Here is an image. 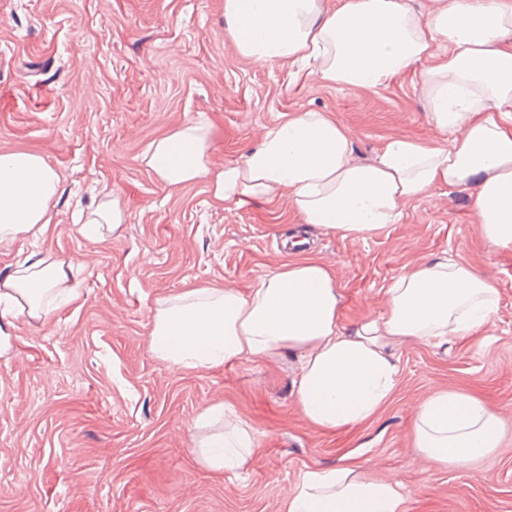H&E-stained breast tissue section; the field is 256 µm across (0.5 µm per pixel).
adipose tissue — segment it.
I'll use <instances>...</instances> for the list:
<instances>
[{"mask_svg":"<svg viewBox=\"0 0 512 512\" xmlns=\"http://www.w3.org/2000/svg\"><path fill=\"white\" fill-rule=\"evenodd\" d=\"M224 32L244 57L291 60L299 73L343 88H386L422 65L429 121L444 142L389 140L373 162L353 158L349 131L317 111L267 129L258 145L216 167L208 123L190 120L154 140L141 162L164 187L205 180L215 202L287 198L303 223L361 237L398 223L405 205L441 186L471 192L491 243L512 245V0H443L418 15L408 0H224ZM61 179L40 154H0V243L38 237ZM82 234L103 239L125 220L110 187L80 215ZM64 261L46 254L0 278V316L43 320L79 290ZM329 266L305 254L261 277L248 293L192 286L153 314L151 351L186 370L257 360L288 349L299 356L294 382L303 415L333 429L373 418L393 398V348L415 339L439 345L488 323L499 291L468 263L442 259L395 278L383 312L345 328ZM203 465L241 468L254 446L249 426L224 405L197 420ZM414 440L442 466L466 465L502 445L501 417L457 391L421 405ZM288 512H405L400 483L341 466L303 474Z\"/></svg>","mask_w":512,"mask_h":512,"instance_id":"obj_1","label":"adipose tissue"}]
</instances>
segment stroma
<instances>
[{
	"mask_svg": "<svg viewBox=\"0 0 512 512\" xmlns=\"http://www.w3.org/2000/svg\"><path fill=\"white\" fill-rule=\"evenodd\" d=\"M221 4L0 0V153H39L62 179L48 233L0 244V276L49 253L80 291L48 322L0 319V512H286L306 471L344 464L400 482L406 512H512V442L455 467L413 442L417 411L439 390L479 398L512 431V248L486 240L469 192L435 189L399 223L353 238L303 229L284 199L219 204L202 180L164 189L141 163L152 140L199 117L216 165L307 110L345 126L362 164L390 139H437L419 72L340 89L297 77L287 59L255 63L225 35ZM105 185L126 220L92 240L75 215ZM301 232L335 274L345 325L379 315L394 278L446 257L496 284L497 311L479 337L398 345L393 400L334 430L301 412L292 351L193 371L154 358L159 302L192 285L248 291L288 262L279 246ZM219 404L254 435L235 474L195 452V424Z\"/></svg>",
	"mask_w": 512,
	"mask_h": 512,
	"instance_id": "1",
	"label": "stroma"
}]
</instances>
